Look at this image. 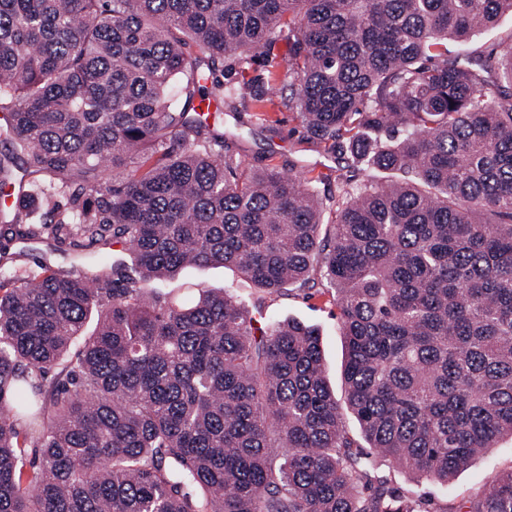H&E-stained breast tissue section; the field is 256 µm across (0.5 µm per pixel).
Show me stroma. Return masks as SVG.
I'll return each instance as SVG.
<instances>
[{
  "label": "stroma",
  "mask_w": 512,
  "mask_h": 512,
  "mask_svg": "<svg viewBox=\"0 0 512 512\" xmlns=\"http://www.w3.org/2000/svg\"><path fill=\"white\" fill-rule=\"evenodd\" d=\"M284 73V68L274 67L261 59L243 73L230 66L218 73V80L228 87L245 77L257 80L263 86L273 84L277 87L276 93L269 95L266 101L241 104L237 113L226 116V124L234 126L239 136L227 141L224 151L240 156L256 167L274 166L283 171L297 169L299 176L306 178L317 191L323 207V220L329 224L335 219L336 185L345 180L348 172L334 154L306 138L295 112L289 110L285 101L288 91L281 86ZM12 249L18 254L13 267L18 274L37 271L46 262L66 264L71 253L68 243L46 238L17 242ZM201 286L231 288L247 305L262 304L269 320L296 318L318 326L328 379L333 389H341L343 342L338 329V310L331 294L312 295L285 290L270 297L254 288L235 270L224 266L185 269L178 277L157 283L156 289L184 298ZM511 469L512 437L506 435L484 456L458 472L448 484L429 480L417 484L411 474L395 467L391 468L390 475L398 487H419L432 512H461L472 494L495 473Z\"/></svg>",
  "instance_id": "1"
}]
</instances>
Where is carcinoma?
<instances>
[{"mask_svg": "<svg viewBox=\"0 0 512 512\" xmlns=\"http://www.w3.org/2000/svg\"><path fill=\"white\" fill-rule=\"evenodd\" d=\"M504 12L0 0V186L17 188L0 263L13 241L74 250L0 279V512H429L372 457L446 485L512 435V38L448 54ZM281 40L288 107L361 175L333 224L197 112L263 100L207 87L204 65L244 73ZM210 265L268 295L334 291L346 407L316 327L260 326L227 289L146 293ZM465 512H512V470Z\"/></svg>", "mask_w": 512, "mask_h": 512, "instance_id": "cac0c4a2", "label": "carcinoma"}]
</instances>
